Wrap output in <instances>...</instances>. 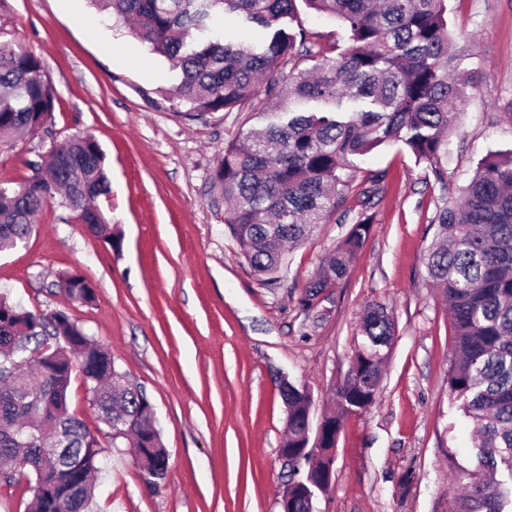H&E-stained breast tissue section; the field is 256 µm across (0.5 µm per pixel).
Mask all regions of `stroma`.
<instances>
[{
	"label": "stroma",
	"instance_id": "1",
	"mask_svg": "<svg viewBox=\"0 0 512 512\" xmlns=\"http://www.w3.org/2000/svg\"><path fill=\"white\" fill-rule=\"evenodd\" d=\"M460 67L476 72L448 135V187L397 144L363 157L336 212L285 255L275 284L255 275L224 222L213 175L241 131L265 124L263 86L233 112L188 115L165 90L179 71L128 28L73 0H0V29L38 57L55 91L49 124L0 138V183L32 174L52 147L92 136L110 193L98 204L119 247L90 233L51 199L30 237L0 251V297L41 314L65 312L143 389L168 452L158 487H147L131 448L94 413L80 372L70 413L98 436L96 512H282L290 475L285 382L311 394L312 423L332 408L345 379L364 307L386 303L396 329L376 403L349 417L334 452L335 482L316 512H448L457 490L449 454L470 458L471 427L448 402L453 330L425 255L437 213L457 197L489 152L512 148V0H448ZM291 30L323 49L347 47L339 21L299 6ZM382 174L371 208L364 175ZM371 236L348 275L310 308L299 299L361 213ZM81 275L92 303L68 300L56 283Z\"/></svg>",
	"mask_w": 512,
	"mask_h": 512
}]
</instances>
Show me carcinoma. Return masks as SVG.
<instances>
[{"label": "carcinoma", "instance_id": "obj_1", "mask_svg": "<svg viewBox=\"0 0 512 512\" xmlns=\"http://www.w3.org/2000/svg\"><path fill=\"white\" fill-rule=\"evenodd\" d=\"M118 22L138 21L134 34L180 69L175 106L195 112H231L264 83L278 112L260 129L241 132L224 148L214 182L231 207L232 236L262 281H276L285 247L303 243L336 209L357 175L356 161L386 143H400L430 169L445 189L448 133L467 83L454 77L458 51L448 27L447 0H303L345 28L349 46L334 56L307 45L310 34L285 22L297 0H91ZM237 12L269 30L262 49L200 40L218 16ZM314 61L313 75L286 69L297 47ZM54 110L53 87L41 61L23 49L0 51V137L40 129ZM112 240L103 212L91 204L108 192L104 154L91 136L59 145L33 175L15 187L0 184V249L32 232L49 198ZM361 215L327 264L307 283L306 308L348 274L370 234ZM439 242L426 254L431 282L448 299L453 328L448 400L472 424L473 454L462 465L448 453V468L462 492L448 512H512V149L494 151L478 164L457 199L440 209ZM70 300L88 303L92 287L80 276L60 277ZM362 342L351 376L333 394L338 411L312 430L310 393L284 383L289 465L288 512H314L307 484L311 467L324 463L304 453L336 447L344 420L375 402L381 366L395 340L387 306L370 303L360 322ZM54 344H49V340ZM41 351L25 358L28 345ZM90 389L98 419L112 440H131L144 482L158 486L168 453L146 393L122 384L106 350L59 311H24L0 299V483L16 470L35 474L31 512H89L92 474L102 448L68 407L73 370Z\"/></svg>", "mask_w": 512, "mask_h": 512}]
</instances>
